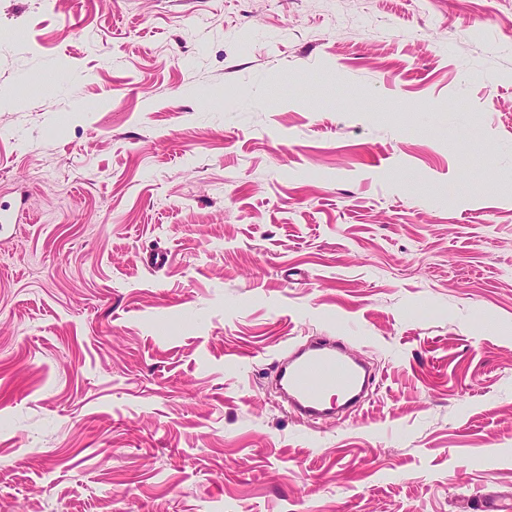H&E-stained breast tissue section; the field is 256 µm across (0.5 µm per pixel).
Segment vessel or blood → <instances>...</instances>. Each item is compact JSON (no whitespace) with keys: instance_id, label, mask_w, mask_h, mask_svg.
Returning a JSON list of instances; mask_svg holds the SVG:
<instances>
[{"instance_id":"1","label":"vessel or blood","mask_w":512,"mask_h":512,"mask_svg":"<svg viewBox=\"0 0 512 512\" xmlns=\"http://www.w3.org/2000/svg\"><path fill=\"white\" fill-rule=\"evenodd\" d=\"M374 382L346 343L328 336L290 353L276 377L284 400L307 418L358 410Z\"/></svg>"}]
</instances>
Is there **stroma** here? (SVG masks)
Returning a JSON list of instances; mask_svg holds the SVG:
<instances>
[{
    "instance_id": "obj_1",
    "label": "stroma",
    "mask_w": 512,
    "mask_h": 512,
    "mask_svg": "<svg viewBox=\"0 0 512 512\" xmlns=\"http://www.w3.org/2000/svg\"><path fill=\"white\" fill-rule=\"evenodd\" d=\"M0 205V512L512 504V0H0ZM374 382L375 376L365 371L363 362L334 336H318L290 353L276 377L284 400L307 418L358 410Z\"/></svg>"
}]
</instances>
